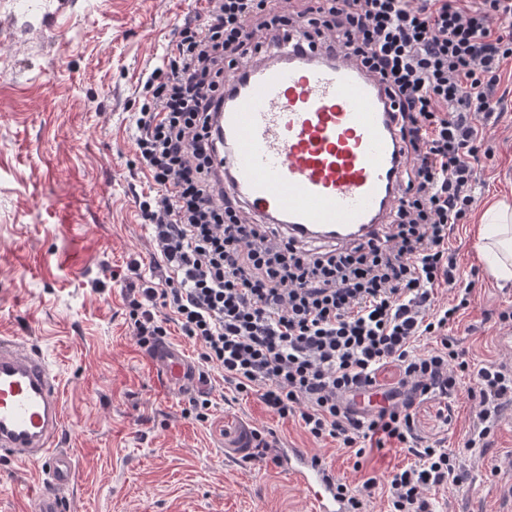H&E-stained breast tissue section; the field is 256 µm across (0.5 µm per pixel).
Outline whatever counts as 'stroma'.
Returning a JSON list of instances; mask_svg holds the SVG:
<instances>
[{"label":"stroma","instance_id":"stroma-1","mask_svg":"<svg viewBox=\"0 0 512 512\" xmlns=\"http://www.w3.org/2000/svg\"><path fill=\"white\" fill-rule=\"evenodd\" d=\"M53 27L41 24L54 0H0V337L38 344L58 374L67 446L76 479L73 512H309L301 490L268 460L242 463L234 440L243 427L275 432L280 447L310 450L352 487L385 482L411 458L372 449L363 470L334 443L309 439L256 396L228 403L214 382L174 389L158 378L128 327L121 280L130 260L154 275L151 230L135 193L140 173L133 115L142 76L160 66L195 0H68ZM488 118L493 152L467 224L450 238L464 276L476 282L450 335L477 364L512 369L498 315L512 311V283L488 274L479 227L491 200H512V63ZM209 391L208 421L190 400ZM442 424L422 405L418 426L461 451L467 479L435 493L434 512H499L501 472L512 469V411L490 433L484 454L462 452L475 402L459 388ZM42 475L0 457V512H32Z\"/></svg>","mask_w":512,"mask_h":512}]
</instances>
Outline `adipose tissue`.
<instances>
[{
	"mask_svg": "<svg viewBox=\"0 0 512 512\" xmlns=\"http://www.w3.org/2000/svg\"><path fill=\"white\" fill-rule=\"evenodd\" d=\"M481 235L489 273L498 280H512V205L499 201L488 207Z\"/></svg>",
	"mask_w": 512,
	"mask_h": 512,
	"instance_id": "adipose-tissue-1",
	"label": "adipose tissue"
}]
</instances>
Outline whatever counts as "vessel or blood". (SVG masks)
I'll list each match as a JSON object with an SVG mask.
<instances>
[{"label": "vessel or blood", "mask_w": 512, "mask_h": 512, "mask_svg": "<svg viewBox=\"0 0 512 512\" xmlns=\"http://www.w3.org/2000/svg\"><path fill=\"white\" fill-rule=\"evenodd\" d=\"M214 164L249 212L298 241L374 238L400 183L403 158L380 83L350 62L296 45L256 59L224 84L212 127ZM161 377L188 387L195 368L176 347L150 354ZM56 376L37 348L0 338V454L40 464L33 512H69L75 480ZM310 512H348L336 476L304 448L278 451Z\"/></svg>", "instance_id": "vessel-or-blood-1"}]
</instances>
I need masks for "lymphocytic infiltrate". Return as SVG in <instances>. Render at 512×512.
<instances>
[{
  "label": "lymphocytic infiltrate",
  "mask_w": 512,
  "mask_h": 512,
  "mask_svg": "<svg viewBox=\"0 0 512 512\" xmlns=\"http://www.w3.org/2000/svg\"><path fill=\"white\" fill-rule=\"evenodd\" d=\"M293 36L360 67L390 102L404 164L377 239L295 242L219 186L210 130L224 79ZM510 59L512 0H207L143 76L134 114L151 183L136 203L157 270L128 298L137 344L153 348L177 327L233 396L256 395L358 458L369 441L404 449L412 461L388 477L390 512H430L426 491L462 485L466 472L421 433L417 407L435 402L448 419L468 374L479 406L470 451L512 406V374L473 367L448 337L474 288L448 240L477 202L479 162L491 154L480 119L494 112ZM440 288L451 301H435ZM366 387L394 404L353 411L349 396Z\"/></svg>",
  "instance_id": "obj_1"
}]
</instances>
